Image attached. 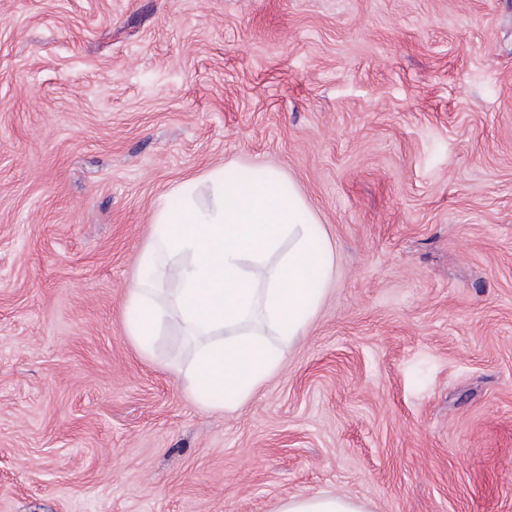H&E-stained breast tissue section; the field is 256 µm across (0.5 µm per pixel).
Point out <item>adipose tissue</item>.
I'll list each match as a JSON object with an SVG mask.
<instances>
[{"instance_id": "obj_1", "label": "adipose tissue", "mask_w": 512, "mask_h": 512, "mask_svg": "<svg viewBox=\"0 0 512 512\" xmlns=\"http://www.w3.org/2000/svg\"><path fill=\"white\" fill-rule=\"evenodd\" d=\"M178 209L160 208L163 232L140 254L149 278L135 280L130 332L142 348L177 320L195 344L193 386L247 398L278 367L281 346L308 327L331 277L312 247L317 219L282 175L242 182L218 172L179 190ZM181 268L167 287L170 263ZM278 512H361L347 495L284 500Z\"/></svg>"}]
</instances>
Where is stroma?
<instances>
[{
  "mask_svg": "<svg viewBox=\"0 0 512 512\" xmlns=\"http://www.w3.org/2000/svg\"><path fill=\"white\" fill-rule=\"evenodd\" d=\"M291 182L333 278L202 407L129 287L209 173ZM512 512V0H0V512ZM361 507L347 495H305L284 500L278 512H361Z\"/></svg>",
  "mask_w": 512,
  "mask_h": 512,
  "instance_id": "1",
  "label": "stroma"
}]
</instances>
